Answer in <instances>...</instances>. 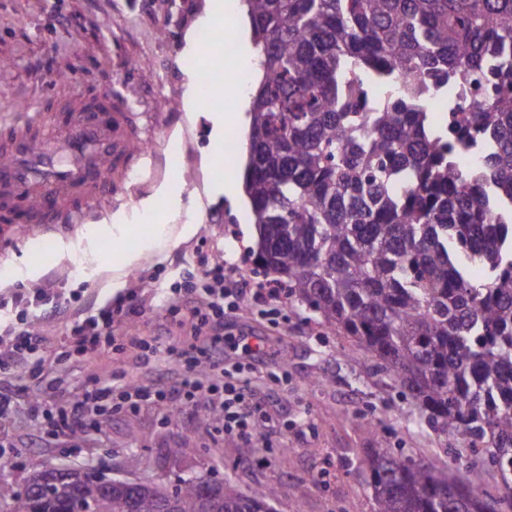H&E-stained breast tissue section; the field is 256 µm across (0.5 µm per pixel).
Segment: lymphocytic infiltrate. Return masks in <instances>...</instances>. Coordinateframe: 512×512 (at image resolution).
Here are the masks:
<instances>
[{
  "label": "lymphocytic infiltrate",
  "mask_w": 512,
  "mask_h": 512,
  "mask_svg": "<svg viewBox=\"0 0 512 512\" xmlns=\"http://www.w3.org/2000/svg\"><path fill=\"white\" fill-rule=\"evenodd\" d=\"M209 296V310L195 313L196 327L205 332L207 340L200 345L181 351L179 358L185 368L179 389L166 390L161 387H138L125 391L120 403L112 401V387L99 380H91L83 398L69 403L66 407L54 409L41 407L37 413L47 421L52 434L76 439L87 435L99 426V417L105 411L115 413L135 412L142 403L168 400L179 407L187 406L197 398L207 399L219 408L222 428L226 431L247 432L252 423L255 406L245 386L228 383H205L197 376L194 367L199 357L219 352L224 345L250 355L260 354V346L254 345L251 337L224 335V275L221 269H214L212 277L204 288ZM123 301L105 305L97 313L74 320L71 329L72 340L78 353L92 356L98 348L112 340V319L114 316H129ZM0 335L7 337L8 345L0 347V372L11 370L17 361H24L30 375L41 372L39 360L30 358L42 341L40 332L31 322L22 324H0Z\"/></svg>",
  "instance_id": "obj_1"
}]
</instances>
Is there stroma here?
I'll list each match as a JSON object with an SVG mask.
<instances>
[{
    "label": "stroma",
    "mask_w": 512,
    "mask_h": 512,
    "mask_svg": "<svg viewBox=\"0 0 512 512\" xmlns=\"http://www.w3.org/2000/svg\"><path fill=\"white\" fill-rule=\"evenodd\" d=\"M205 0H0V133L26 116L55 112L66 102H83L108 87H118L133 109L138 141L152 143L151 162L112 179V199L95 210L85 227L46 232L44 225L0 223V268L12 272L0 289L42 288L64 294L65 313L39 317L46 341L34 351L42 373L34 378L5 376L0 387L15 390V412L8 440L0 444V485L22 489L29 477L58 464H93L110 477L158 479L168 487L180 479L205 475L230 481L242 494L271 485L275 512H375L370 490L356 472L368 449L387 439L391 447L451 474L469 476L468 453L451 448L396 394L394 383L375 372L374 360L338 336L308 310L286 298L257 300L259 282L247 255L255 248L247 203H230L218 192L226 180L241 179L249 124L240 122L230 147L212 138L211 113L243 112L245 91L233 85L242 63L239 42H198V54L184 55L186 33L208 29L202 21ZM208 78L230 93L209 97L206 110L182 107L187 80ZM181 149L178 175L163 163L171 146ZM180 188L181 207L169 211L165 190ZM153 205L164 224H194L187 238L163 249L147 248L135 234L139 260L124 270L120 289L112 287V232L115 224H142L145 205ZM224 266V323L231 335L266 337L275 359L251 360L224 352L223 368L201 359L200 378L244 383L266 418L256 450L240 459L243 442L215 429L206 401L172 412L166 401L134 415L109 414L98 431L72 442L50 435L28 408L39 400L66 405L81 397L90 378L114 390L135 386L174 387L184 370L168 348L193 342L190 311L207 302L202 287L215 264ZM32 276H25V269ZM198 289L180 296L185 280ZM135 308L133 318L112 322V342L92 357L72 351L73 314L91 315L112 294ZM178 315L160 311L161 300ZM159 353H151V346ZM372 421L375 433L363 429ZM181 443L186 452L167 450ZM138 456L139 467L127 466Z\"/></svg>",
    "instance_id": "35a3bbf8"
}]
</instances>
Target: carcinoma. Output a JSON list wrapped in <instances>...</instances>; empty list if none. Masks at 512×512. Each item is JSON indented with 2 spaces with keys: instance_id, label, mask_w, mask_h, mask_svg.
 <instances>
[{
  "instance_id": "1",
  "label": "carcinoma",
  "mask_w": 512,
  "mask_h": 512,
  "mask_svg": "<svg viewBox=\"0 0 512 512\" xmlns=\"http://www.w3.org/2000/svg\"><path fill=\"white\" fill-rule=\"evenodd\" d=\"M244 2L263 71L244 172L255 265L473 459L460 481L381 441L358 469L376 512H512V0ZM488 86L450 126L431 111ZM487 464L501 495L480 489ZM275 497L76 479L49 506L273 512ZM0 506L35 512L2 485Z\"/></svg>"
}]
</instances>
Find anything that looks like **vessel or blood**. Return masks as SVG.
Masks as SVG:
<instances>
[{"instance_id":"vessel-or-blood-1","label":"vessel or blood","mask_w":512,"mask_h":512,"mask_svg":"<svg viewBox=\"0 0 512 512\" xmlns=\"http://www.w3.org/2000/svg\"><path fill=\"white\" fill-rule=\"evenodd\" d=\"M133 117L117 90L93 106L61 113L60 146L31 148L16 138L0 165V213L26 215L31 224L79 228L107 198L112 175L130 167Z\"/></svg>"}]
</instances>
